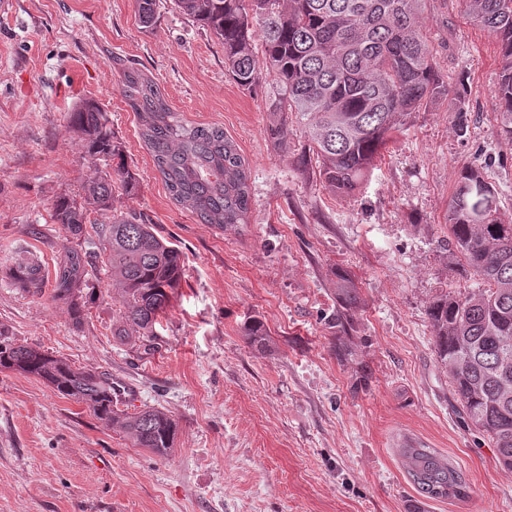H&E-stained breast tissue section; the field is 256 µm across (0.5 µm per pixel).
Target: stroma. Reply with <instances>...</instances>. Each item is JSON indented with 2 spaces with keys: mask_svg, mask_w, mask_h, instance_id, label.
<instances>
[{
  "mask_svg": "<svg viewBox=\"0 0 512 512\" xmlns=\"http://www.w3.org/2000/svg\"><path fill=\"white\" fill-rule=\"evenodd\" d=\"M423 25L444 82L461 94L465 136L447 101L412 113L367 184L330 193L295 122L270 114L268 83L239 87L213 32L159 0L143 27L134 0H7L0 9V326L15 343L124 380L129 410L179 423L161 459L47 384L0 372V512H512V472L467 423L438 361L428 307L475 282L448 246L445 216L463 166L481 167L512 224V146L493 106L494 39L461 0H429ZM142 70L186 125L222 128L250 164V212L205 224L169 195L138 135L121 70ZM103 105L132 191L112 190L176 247L184 276L142 355L112 337L117 291L101 277L81 326L6 270L37 257L53 272L72 242L51 218L105 163L70 126L80 101ZM358 300L342 309L337 287ZM263 324L267 346L243 328ZM411 433L450 457L466 498H422L396 440Z\"/></svg>",
  "mask_w": 512,
  "mask_h": 512,
  "instance_id": "stroma-1",
  "label": "stroma"
}]
</instances>
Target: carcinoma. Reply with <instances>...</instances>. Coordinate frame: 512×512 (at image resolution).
<instances>
[{
  "label": "carcinoma",
  "instance_id": "carcinoma-1",
  "mask_svg": "<svg viewBox=\"0 0 512 512\" xmlns=\"http://www.w3.org/2000/svg\"><path fill=\"white\" fill-rule=\"evenodd\" d=\"M183 14L207 26L224 45V67L246 90L272 82L266 100L274 116L292 117L305 129L319 177L339 196L355 194L393 133L411 113L448 100L456 127H468L459 96L446 85L421 19L429 0H173ZM463 0L473 24L494 38L500 72L494 93L500 133L512 143V0ZM139 21L151 25L157 0H136ZM261 33L262 56L254 47ZM122 93L136 112L139 136L172 198L205 224L248 223L250 169L236 143L218 127L184 125L158 84L140 70L122 73ZM70 123L88 154L113 171L90 180L82 192L60 196L52 218L76 240L54 276L51 298L80 322L95 297L88 267L105 269L117 287L120 308L112 337L148 354L157 348L158 318L183 277L179 251L135 213L109 216L112 175L127 191L135 178L125 168L120 143L112 140L107 112L83 100ZM495 189L481 168L467 165L448 204L454 252L472 271L476 286L436 297L428 308L435 350L448 368L468 425L494 443L499 464L512 471V224L498 217ZM96 213L106 219H90ZM97 239L87 258L81 244ZM24 292L39 295L47 276L34 257L10 268ZM246 340L265 346L264 327L254 323ZM0 370L37 378L60 395L85 405L106 424H117L135 448L164 458L174 449L176 420L146 407L129 413L114 402L112 378L75 367L36 347L18 345L0 328ZM408 476L429 500L463 499L468 485L445 455L416 440L397 449Z\"/></svg>",
  "mask_w": 512,
  "mask_h": 512
}]
</instances>
